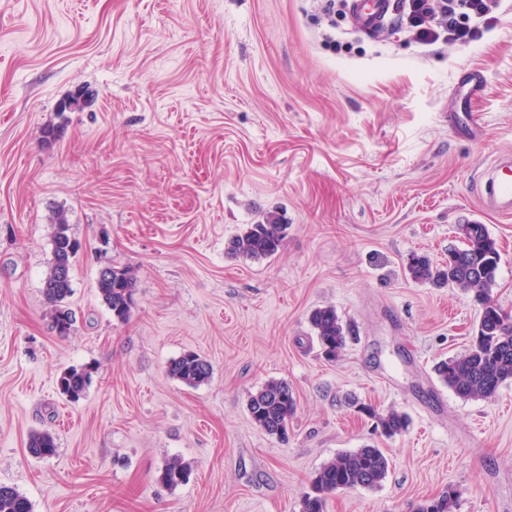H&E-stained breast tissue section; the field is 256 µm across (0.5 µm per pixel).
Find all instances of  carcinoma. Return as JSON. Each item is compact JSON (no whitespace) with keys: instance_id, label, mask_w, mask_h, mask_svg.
Returning a JSON list of instances; mask_svg holds the SVG:
<instances>
[{"instance_id":"carcinoma-1","label":"carcinoma","mask_w":512,"mask_h":512,"mask_svg":"<svg viewBox=\"0 0 512 512\" xmlns=\"http://www.w3.org/2000/svg\"><path fill=\"white\" fill-rule=\"evenodd\" d=\"M288 225L278 216L267 215L263 220L247 225L228 243L231 254L248 259L268 258L284 246ZM456 233L464 247L448 251L452 260L435 264L424 255H414L407 271L415 282L436 285L451 284L472 295L480 307V317L470 346L460 355L436 363L438 380L463 400L490 399L505 383L512 381V318L505 315L492 296L496 284L500 253L496 240L484 224H459ZM51 260L44 280L43 294L53 327L61 328L60 336L72 331V313L66 303L72 293V267L79 243L70 233L64 214L53 219ZM97 290L112 318L126 321L136 306V276L127 267L109 266L99 273ZM322 356L334 361L346 347L351 329L343 324L332 305L314 309L309 316ZM171 377L189 387L208 383L212 368L207 359L194 351H186L173 360L168 368ZM92 383L87 367H71L58 378L62 395L71 401L84 396ZM297 409L296 399L288 383L270 380L249 395L247 410L253 423L280 441L288 439V426ZM383 433L392 437L409 425L406 414L390 410L378 417ZM28 453L35 458L55 454L56 439L49 431H34L26 443ZM389 461L381 449L374 446L340 454L324 463L311 481V490L303 496L301 512H325L328 495L378 486L386 477ZM190 477V467L179 458L168 460L158 480L175 488ZM454 492L448 490L425 501L415 512H452ZM0 512H33L27 496L15 487L0 484Z\"/></svg>"}]
</instances>
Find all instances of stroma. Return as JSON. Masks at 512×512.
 <instances>
[{
    "label": "stroma",
    "mask_w": 512,
    "mask_h": 512,
    "mask_svg": "<svg viewBox=\"0 0 512 512\" xmlns=\"http://www.w3.org/2000/svg\"><path fill=\"white\" fill-rule=\"evenodd\" d=\"M496 16L424 46L326 0H0V483L33 512H300L323 463L374 445L386 478L325 512H413L450 488L453 512H512V382L462 400L438 381L478 308L407 272L479 220L512 315V218L483 204L512 160V0ZM59 210L81 244L66 337L42 293ZM270 212L284 248L230 254ZM109 265L137 279L123 322L97 294ZM326 305L354 331L330 363L308 321ZM187 351L207 384L169 375ZM72 366L93 371L76 402L57 386ZM273 379L297 400L284 442L247 411ZM391 409L411 424L388 437ZM37 430L54 456L28 454ZM174 457L191 475L171 489ZM190 477V467L179 458L168 460L160 471L158 480L168 488H176Z\"/></svg>",
    "instance_id": "35a3bbf8"
}]
</instances>
